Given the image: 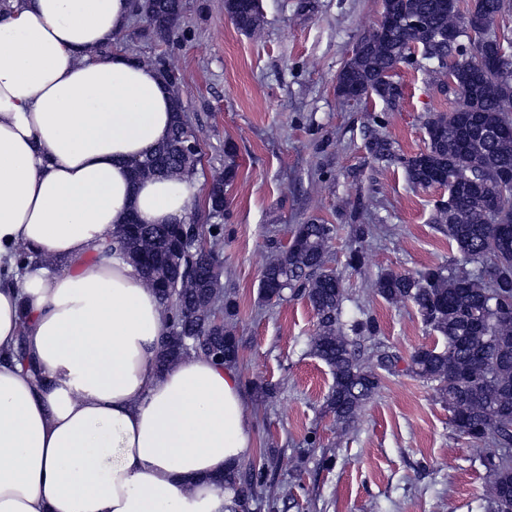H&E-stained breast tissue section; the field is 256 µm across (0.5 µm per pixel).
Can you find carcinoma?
I'll return each mask as SVG.
<instances>
[{"mask_svg": "<svg viewBox=\"0 0 512 512\" xmlns=\"http://www.w3.org/2000/svg\"><path fill=\"white\" fill-rule=\"evenodd\" d=\"M152 22L151 35L166 41L182 15V0H139ZM224 9L237 29L255 32L260 25V0H224ZM512 11V0H382L379 30L363 38L360 50L346 62L336 83L347 82L370 92V97L393 108L402 97L394 80L402 68L428 67L440 88L455 102L450 112L428 118L426 150L413 155L395 152L386 139L369 146L376 160L400 165L415 187L438 184L453 188L451 207H436L435 223L446 227L455 255L445 265L427 266L413 275L391 269L377 275L373 288L390 304L410 302L425 326L436 335L432 346L416 349L408 365L413 376L435 385L448 407L456 432L476 446L491 479L486 512H512V471L496 468V448H512V189L501 187V173L512 168V40L493 27ZM175 103L171 133L165 143L134 167L139 179L164 173L175 180L196 175L201 149L184 147L188 121L182 98L174 93L181 83L168 61H154ZM453 86H448L447 77ZM224 173L213 177L208 194L211 210L224 209L226 189L237 177L233 144L225 148ZM336 227L317 218L292 229L288 248L265 266L261 296L279 301L288 291L304 295L317 319L311 350L331 370L333 383L326 409L336 422L349 426L378 392L383 374L395 372V359L378 350L366 366L360 341L379 334L371 316L342 328L345 292L328 249ZM221 239V228L195 227L193 244L182 260L184 275L175 293L156 289L170 314L175 336L160 346L161 369L185 357H211L224 348V363L238 359V340L230 326L215 325L217 315H236V303L224 300L221 275L213 270L219 253L202 244V236ZM119 245L141 270L146 286L169 278L171 243L164 224H119L112 237L99 243L100 253ZM272 458L238 470L242 500L267 484Z\"/></svg>", "mask_w": 512, "mask_h": 512, "instance_id": "carcinoma-1", "label": "carcinoma"}]
</instances>
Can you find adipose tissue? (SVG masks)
Wrapping results in <instances>:
<instances>
[{"label": "adipose tissue", "mask_w": 512, "mask_h": 512, "mask_svg": "<svg viewBox=\"0 0 512 512\" xmlns=\"http://www.w3.org/2000/svg\"><path fill=\"white\" fill-rule=\"evenodd\" d=\"M132 12L0 10V512H239L228 476L253 436L238 376L202 356L159 370L155 292L120 252L95 254L129 216L175 224L199 198L194 178L132 180L173 120L154 67L96 53Z\"/></svg>", "instance_id": "1"}]
</instances>
